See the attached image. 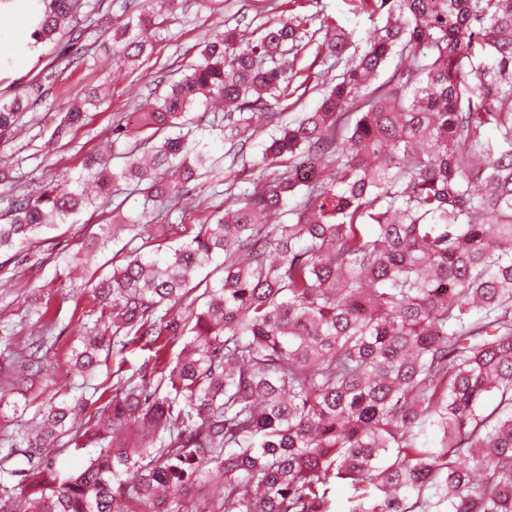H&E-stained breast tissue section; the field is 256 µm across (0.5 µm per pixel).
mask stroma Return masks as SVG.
I'll list each match as a JSON object with an SVG mask.
<instances>
[{
	"mask_svg": "<svg viewBox=\"0 0 512 512\" xmlns=\"http://www.w3.org/2000/svg\"><path fill=\"white\" fill-rule=\"evenodd\" d=\"M288 8V0H177L173 11L161 18L160 39L154 40L152 49L139 61L126 65L114 58L113 16L102 9L93 21L107 40V49L98 50L84 65L54 72L50 69L55 56L53 46H44L35 53L17 51L16 45L27 31L26 9L17 7L9 33L0 36V54L13 59L10 70L0 72V94H13L42 80L50 71L55 78L48 85L46 107L27 113L14 138L0 143V154L10 158L16 179L13 187L0 186V214L8 207L10 191L33 193L47 183L79 174L86 157L96 153L101 142L111 137L113 127L145 100L160 76L198 58L206 35L227 27L256 30ZM304 11L352 31L354 42L360 46L373 27L368 13L360 10L359 0H307ZM93 85L108 87L103 105L90 109L87 126L65 137H55L63 113ZM193 122L197 137L208 143L221 161L207 181L192 189L170 219L147 226V233L165 245L175 241L173 225L196 231L199 225L208 222L215 209L224 206L223 197L212 193L213 184L223 181L229 166L224 158L229 146L222 139L224 114L203 108L194 112ZM140 203L138 192L125 187L104 207L81 214L75 223L62 224L42 234L30 247L0 252V350L21 348L27 337L42 334L38 307L47 305L59 310L60 320L66 325L65 330H54L46 348L44 370L32 381L15 383L12 365L7 358L0 357V392L9 401L7 407L0 409V439L20 432L23 413H35L48 396L71 393L80 384L72 366L73 351L79 345L77 326L85 322L96 302L90 290L70 293L61 289L57 276L81 245L99 233L101 225L120 215H136ZM152 357V352L136 344L123 352H112L92 383L99 392L111 394L118 376L136 373ZM17 402L26 405V412L14 411Z\"/></svg>",
	"mask_w": 512,
	"mask_h": 512,
	"instance_id": "1",
	"label": "stroma"
}]
</instances>
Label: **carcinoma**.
Wrapping results in <instances>:
<instances>
[{
    "instance_id": "1",
    "label": "carcinoma",
    "mask_w": 512,
    "mask_h": 512,
    "mask_svg": "<svg viewBox=\"0 0 512 512\" xmlns=\"http://www.w3.org/2000/svg\"><path fill=\"white\" fill-rule=\"evenodd\" d=\"M28 2L26 48L65 41L61 62L82 64L79 21L99 4ZM142 2L125 0L113 29L128 63L175 5ZM361 9L380 24L360 54L352 32L321 25L335 75L315 109L285 123L267 111L309 91L297 63L318 34L310 18L227 28L78 176L11 197L0 251L123 184L141 217L167 214L216 162L183 133L188 114L224 104L234 162L273 125L252 187L228 182L191 241L137 247L92 283L99 315L80 325L76 373L133 342L154 361L118 378L91 426L75 425L85 396L43 401L3 457L25 467L0 466L20 477L0 479V512H331L342 485L348 512H512V0ZM44 101L41 83L0 95V142ZM86 117L72 106L56 135ZM218 256L219 282H195ZM46 345L6 351L17 377L38 372ZM61 436L96 449L64 477L44 452Z\"/></svg>"
}]
</instances>
